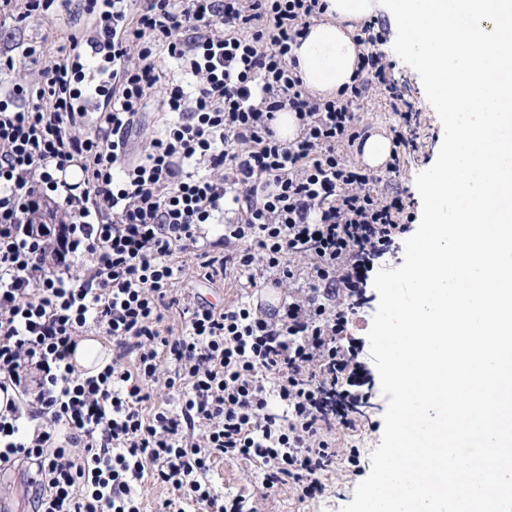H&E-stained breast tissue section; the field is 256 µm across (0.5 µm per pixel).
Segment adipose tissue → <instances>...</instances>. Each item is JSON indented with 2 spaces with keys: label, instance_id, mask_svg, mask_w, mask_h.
Listing matches in <instances>:
<instances>
[{
  "label": "adipose tissue",
  "instance_id": "1",
  "mask_svg": "<svg viewBox=\"0 0 512 512\" xmlns=\"http://www.w3.org/2000/svg\"><path fill=\"white\" fill-rule=\"evenodd\" d=\"M323 20L292 48L296 72L307 91L332 97L350 85L361 46L354 39L356 24L378 10V0H325Z\"/></svg>",
  "mask_w": 512,
  "mask_h": 512
}]
</instances>
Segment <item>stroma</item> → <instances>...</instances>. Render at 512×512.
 Here are the masks:
<instances>
[{
    "mask_svg": "<svg viewBox=\"0 0 512 512\" xmlns=\"http://www.w3.org/2000/svg\"><path fill=\"white\" fill-rule=\"evenodd\" d=\"M385 38L381 46L392 67L389 71V87H396L408 103L409 111L418 113L419 124L416 129V148L407 154L399 179L406 188L413 205L412 222H419L421 199L415 185L417 174L429 168L436 160L443 140V128L440 120L428 102L418 74L407 66L393 51L396 29L392 16L380 11L372 16ZM86 20L81 13L63 15L54 20L27 19L22 22L7 21L0 23V53H20L30 44H37L48 52H55L61 44L60 36L70 27L85 26ZM389 88L373 90L360 105L359 115L370 132L390 133L398 127L400 117L390 107ZM176 265L183 271L175 281V289H183L217 305L236 302L245 294L235 273H228L223 282L209 284L202 278L199 261L194 249L177 252L173 256ZM370 376V392L367 402L361 404L356 415V425L352 428L335 426L329 437L340 453H348L351 446H358L362 470L354 474L349 472L346 461L340 460L323 477L325 493L314 499H300L294 487L283 486L269 498H261L260 471L248 461L227 458L218 460L212 467L211 477L217 488L232 495L243 496L248 504L258 508L259 512H341L343 506L352 501L357 485L371 470V453L379 445L383 430V415L386 400L381 392L379 375L370 359L369 345H362L359 354ZM5 501L11 512H33V495L28 484V476L23 466L0 471V501Z\"/></svg>",
    "mask_w": 512,
    "mask_h": 512,
    "instance_id": "obj_1",
    "label": "stroma"
}]
</instances>
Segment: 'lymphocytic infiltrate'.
<instances>
[{"instance_id": "1", "label": "lymphocytic infiltrate", "mask_w": 512, "mask_h": 512, "mask_svg": "<svg viewBox=\"0 0 512 512\" xmlns=\"http://www.w3.org/2000/svg\"><path fill=\"white\" fill-rule=\"evenodd\" d=\"M112 24L99 126L77 107L67 50L25 47L33 89L0 91V468L25 464L36 512H142L146 479L170 492L164 512H247L210 477L221 458L263 471L272 494H323L336 459L327 434L352 427L365 384L358 359L372 257L406 230L399 184L409 129L394 133L383 173L351 149L365 140L360 102L388 82L373 22L350 87L313 97L291 49L321 14L320 0H81ZM193 80L163 81L160 58ZM166 115L139 160L128 139L158 83ZM298 120L280 140L277 112ZM64 223L33 229L32 214ZM218 231L203 251L206 280L239 270L250 288H288L278 308L214 305L174 293L175 252ZM80 257L85 277L72 275ZM312 266L308 287L293 293ZM184 317L165 329L168 310ZM99 332L112 357L91 373L74 364ZM172 403L143 410L156 383Z\"/></svg>"}]
</instances>
